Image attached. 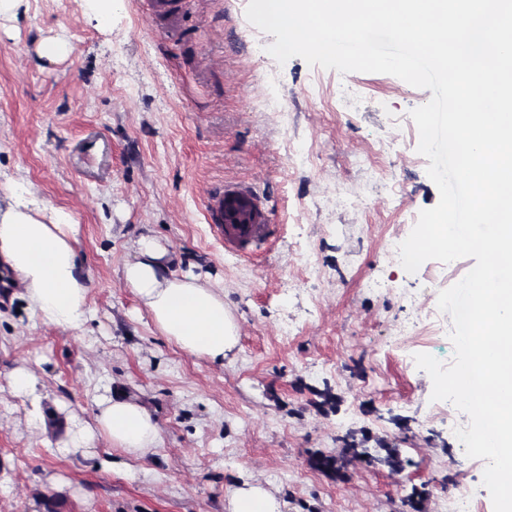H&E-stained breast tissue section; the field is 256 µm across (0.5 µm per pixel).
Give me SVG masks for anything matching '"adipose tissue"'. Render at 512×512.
<instances>
[{"instance_id":"obj_1","label":"adipose tissue","mask_w":512,"mask_h":512,"mask_svg":"<svg viewBox=\"0 0 512 512\" xmlns=\"http://www.w3.org/2000/svg\"><path fill=\"white\" fill-rule=\"evenodd\" d=\"M70 214L29 198L22 188L0 196V264L22 288L33 315L63 329L87 320V277L75 248ZM134 256L122 267V280L147 311L158 331L182 351L220 364L238 344L239 326L224 304V292L199 275L174 269L175 257L154 235L131 244ZM104 437L133 457L156 447L159 428L152 413L125 394L101 397L92 422L69 417L65 453L94 456L92 443Z\"/></svg>"}]
</instances>
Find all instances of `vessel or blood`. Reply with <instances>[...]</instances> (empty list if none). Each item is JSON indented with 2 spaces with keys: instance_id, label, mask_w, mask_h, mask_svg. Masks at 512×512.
Listing matches in <instances>:
<instances>
[{
  "instance_id": "1",
  "label": "vessel or blood",
  "mask_w": 512,
  "mask_h": 512,
  "mask_svg": "<svg viewBox=\"0 0 512 512\" xmlns=\"http://www.w3.org/2000/svg\"><path fill=\"white\" fill-rule=\"evenodd\" d=\"M207 214L225 247L237 252L265 240L271 232L259 196L245 184L227 183L213 189L208 196Z\"/></svg>"
}]
</instances>
